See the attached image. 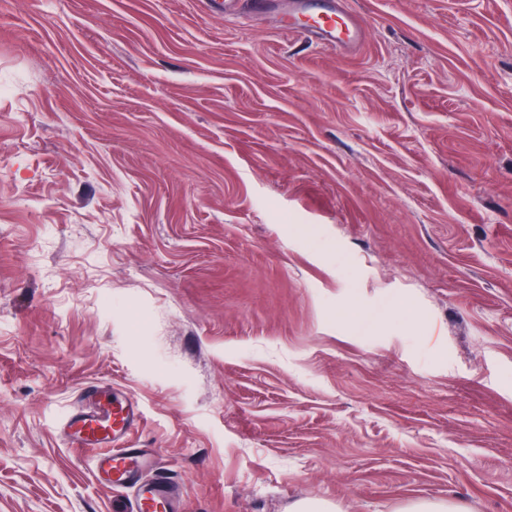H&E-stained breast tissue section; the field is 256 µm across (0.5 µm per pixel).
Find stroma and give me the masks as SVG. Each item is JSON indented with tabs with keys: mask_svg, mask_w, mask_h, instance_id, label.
<instances>
[{
	"mask_svg": "<svg viewBox=\"0 0 512 512\" xmlns=\"http://www.w3.org/2000/svg\"><path fill=\"white\" fill-rule=\"evenodd\" d=\"M0 0V512H122L62 417L131 394L181 512H512V0ZM277 7L282 30L301 33L323 48L347 53L362 46L366 38L363 26L338 0H290ZM403 512H465L459 504L451 500L431 501L425 499H417L409 501Z\"/></svg>",
	"mask_w": 512,
	"mask_h": 512,
	"instance_id": "stroma-1",
	"label": "stroma"
}]
</instances>
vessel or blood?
<instances>
[{"label": "vessel or blood", "instance_id": "obj_1", "mask_svg": "<svg viewBox=\"0 0 512 512\" xmlns=\"http://www.w3.org/2000/svg\"><path fill=\"white\" fill-rule=\"evenodd\" d=\"M282 30L307 36L317 45L340 53L362 46L366 32L338 0H289L279 9ZM85 407L67 414L62 430L75 448H94V475L111 490H131L130 512H177L179 492L155 457L133 447L130 438L142 419L137 398L102 399L87 387Z\"/></svg>", "mask_w": 512, "mask_h": 512}]
</instances>
